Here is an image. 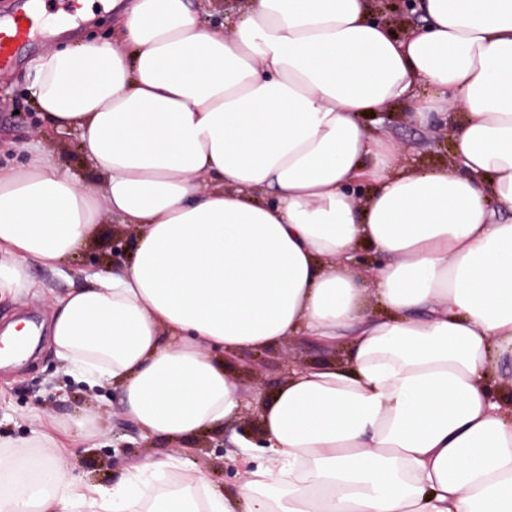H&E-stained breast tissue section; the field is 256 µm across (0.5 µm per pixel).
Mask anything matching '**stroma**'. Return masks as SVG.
Listing matches in <instances>:
<instances>
[{"label": "stroma", "mask_w": 512, "mask_h": 512, "mask_svg": "<svg viewBox=\"0 0 512 512\" xmlns=\"http://www.w3.org/2000/svg\"><path fill=\"white\" fill-rule=\"evenodd\" d=\"M368 127H383L405 153L407 162L431 165L452 152L451 124L441 121L429 128L413 123L407 107L394 108L389 120L376 115L366 118ZM44 125L26 91L24 63L0 71V162L20 164L25 148L42 139ZM135 231L121 224L102 225L97 240L82 254L57 269L31 262L32 278L47 291L63 293L88 284L91 270L109 272L130 263V244ZM122 241L120 254H113V241ZM337 354L312 338L291 337L272 351L234 359L240 369L246 393L268 397L284 382L292 365L318 364L336 359ZM83 410L97 414L100 433L93 439L74 443L65 461L91 481L105 485L118 480L126 468L151 457L173 454L176 445L163 436H145L123 414V395L110 387L88 389L65 374L62 365L39 339L36 351L20 364L0 366V438L22 440L38 427L62 435L64 424ZM260 425L256 412L249 411L223 431L185 440L191 448L193 466L208 475L216 487L232 490L238 479L239 443L255 439Z\"/></svg>", "instance_id": "obj_1"}]
</instances>
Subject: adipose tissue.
Masks as SVG:
<instances>
[{
    "instance_id": "obj_1",
    "label": "adipose tissue",
    "mask_w": 512,
    "mask_h": 512,
    "mask_svg": "<svg viewBox=\"0 0 512 512\" xmlns=\"http://www.w3.org/2000/svg\"><path fill=\"white\" fill-rule=\"evenodd\" d=\"M112 8L114 36L26 62L102 187L39 143L0 165V303L34 292L29 262L135 227L130 265L48 295L55 356L148 436L255 409L265 457L230 494L181 452L97 484L62 466L85 416L26 440L35 471L0 443V512H512V0H420L403 37L370 0H246L229 35L194 0ZM406 103L458 111L450 162L408 168L360 120ZM291 336L345 359L246 396L231 357Z\"/></svg>"
}]
</instances>
